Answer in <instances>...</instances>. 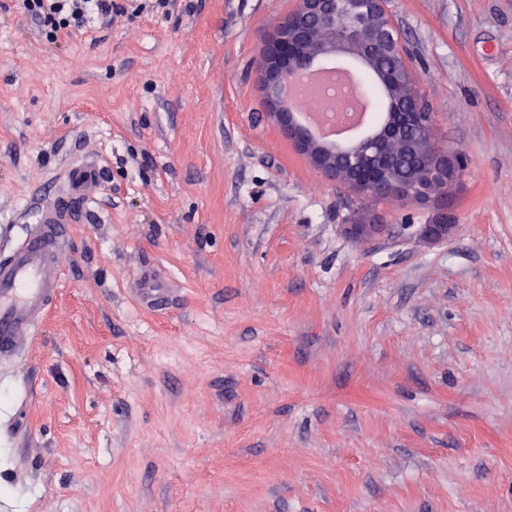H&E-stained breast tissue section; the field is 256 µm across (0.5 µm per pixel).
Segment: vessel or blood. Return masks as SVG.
Returning <instances> with one entry per match:
<instances>
[{
	"label": "vessel or blood",
	"instance_id": "b4317fda",
	"mask_svg": "<svg viewBox=\"0 0 512 512\" xmlns=\"http://www.w3.org/2000/svg\"><path fill=\"white\" fill-rule=\"evenodd\" d=\"M100 181L97 161L74 164L68 170L63 195L39 212L21 243L0 254V359L17 358L29 347L57 299L71 200L92 195ZM134 293L141 305L159 309L166 308L172 297L166 278L155 268L137 275Z\"/></svg>",
	"mask_w": 512,
	"mask_h": 512
}]
</instances>
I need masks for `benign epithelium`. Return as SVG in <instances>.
<instances>
[{
  "mask_svg": "<svg viewBox=\"0 0 512 512\" xmlns=\"http://www.w3.org/2000/svg\"><path fill=\"white\" fill-rule=\"evenodd\" d=\"M336 6L337 0H299L297 9L274 26L260 67L268 115L311 165L332 182L354 184L361 168L374 158L388 159L406 152L422 160L413 178L405 180L395 169L385 165L379 168L376 177L379 193L426 205L436 196L448 198V185L459 178L456 173L460 164L458 152L450 149L438 153L433 149L431 122L426 115L421 116L424 131L419 136L411 140L399 137L405 119L403 105L413 98L412 76L408 68L377 72L390 108L372 135L358 142L349 152L314 137L295 121L287 89L301 77L313 58L349 53L368 67L379 52L393 49L386 41L391 27L386 0H355L354 13L359 20L343 33L327 34L324 28L334 17ZM454 228L448 207L434 209L429 223L418 226V240L422 243L440 242L447 239ZM385 230L384 224L343 225L344 233L350 237H378Z\"/></svg>",
  "mask_w": 512,
  "mask_h": 512,
  "instance_id": "1",
  "label": "benign epithelium"
}]
</instances>
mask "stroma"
Segmentation results:
<instances>
[{"mask_svg":"<svg viewBox=\"0 0 512 512\" xmlns=\"http://www.w3.org/2000/svg\"><path fill=\"white\" fill-rule=\"evenodd\" d=\"M48 42L0 0V229L71 162L63 282L0 361V512H512V0H387L455 233L358 198L266 113L260 55L297 0H112ZM156 266L177 294L140 306Z\"/></svg>","mask_w":512,"mask_h":512,"instance_id":"obj_1","label":"stroma"}]
</instances>
